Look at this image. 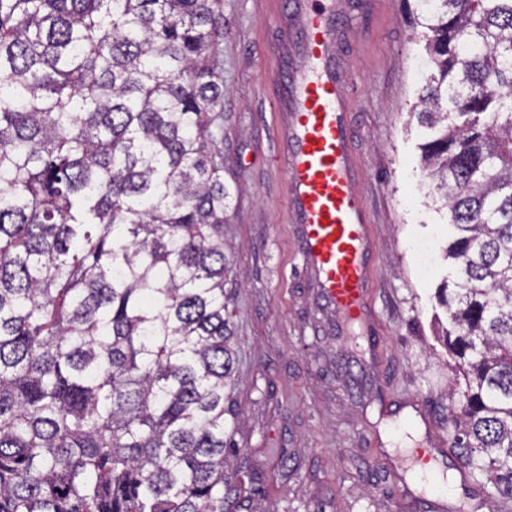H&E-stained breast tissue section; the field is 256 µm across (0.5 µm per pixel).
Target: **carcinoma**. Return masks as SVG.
<instances>
[{
    "label": "carcinoma",
    "instance_id": "obj_1",
    "mask_svg": "<svg viewBox=\"0 0 512 512\" xmlns=\"http://www.w3.org/2000/svg\"><path fill=\"white\" fill-rule=\"evenodd\" d=\"M452 447L512 512V0H415ZM224 0H0V512H240Z\"/></svg>",
    "mask_w": 512,
    "mask_h": 512
}]
</instances>
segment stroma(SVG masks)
<instances>
[{
    "label": "stroma",
    "mask_w": 512,
    "mask_h": 512,
    "mask_svg": "<svg viewBox=\"0 0 512 512\" xmlns=\"http://www.w3.org/2000/svg\"><path fill=\"white\" fill-rule=\"evenodd\" d=\"M409 0H376L353 15L341 45L352 92L353 147L376 244L374 303L380 351L358 364L362 341L336 333V316L304 274L285 217L273 101L264 78L288 0H224L221 112L224 155V289L238 364L228 419L242 452L225 466L251 512H423L406 496L389 449L391 416L409 404L425 417L418 441L450 449L452 372L437 339L447 325L435 302L452 273L446 209L421 165L429 139L412 112L425 56L407 22Z\"/></svg>",
    "instance_id": "1"
}]
</instances>
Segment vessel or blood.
I'll use <instances>...</instances> for the list:
<instances>
[{"mask_svg":"<svg viewBox=\"0 0 512 512\" xmlns=\"http://www.w3.org/2000/svg\"><path fill=\"white\" fill-rule=\"evenodd\" d=\"M365 0H289L283 17L299 65L283 77L277 107L287 213L298 228V249L332 308L342 334L375 347L372 298L374 237L352 145L347 79L338 44L350 14Z\"/></svg>","mask_w":512,"mask_h":512,"instance_id":"b4317fda","label":"vessel or blood"}]
</instances>
